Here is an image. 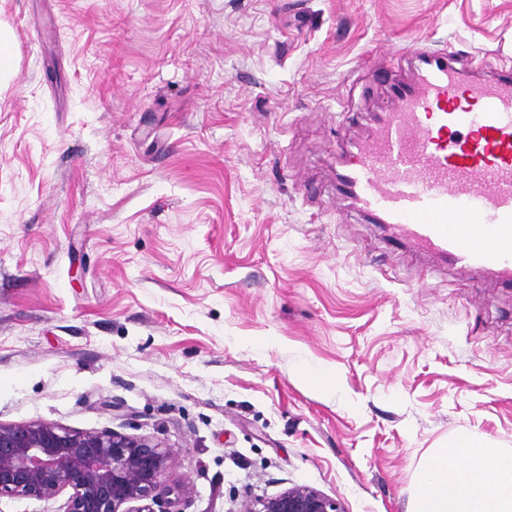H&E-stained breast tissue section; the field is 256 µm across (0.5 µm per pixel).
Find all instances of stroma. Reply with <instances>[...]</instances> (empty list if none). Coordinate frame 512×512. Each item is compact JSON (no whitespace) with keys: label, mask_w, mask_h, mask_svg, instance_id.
I'll list each match as a JSON object with an SVG mask.
<instances>
[{"label":"stroma","mask_w":512,"mask_h":512,"mask_svg":"<svg viewBox=\"0 0 512 512\" xmlns=\"http://www.w3.org/2000/svg\"><path fill=\"white\" fill-rule=\"evenodd\" d=\"M0 423L143 437L176 512H411L512 449V283L341 193L412 42L512 67V0H0ZM412 512H512L511 450L475 434L438 448L421 468ZM239 512H343L333 498L307 487L295 486L266 498L245 502Z\"/></svg>","instance_id":"stroma-1"}]
</instances>
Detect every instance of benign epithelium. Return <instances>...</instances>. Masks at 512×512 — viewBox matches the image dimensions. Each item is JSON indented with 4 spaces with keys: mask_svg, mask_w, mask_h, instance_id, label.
<instances>
[{
    "mask_svg": "<svg viewBox=\"0 0 512 512\" xmlns=\"http://www.w3.org/2000/svg\"><path fill=\"white\" fill-rule=\"evenodd\" d=\"M160 444L52 423H0V497L50 499L67 491L65 512H169L161 491L169 466ZM127 504L129 508L121 510ZM159 510H154V507ZM240 512H342L340 503L295 486L243 504Z\"/></svg>",
    "mask_w": 512,
    "mask_h": 512,
    "instance_id": "1",
    "label": "benign epithelium"
}]
</instances>
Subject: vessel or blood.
Segmentation results:
<instances>
[{
    "label": "vessel or blood",
    "instance_id": "b4317fda",
    "mask_svg": "<svg viewBox=\"0 0 512 512\" xmlns=\"http://www.w3.org/2000/svg\"><path fill=\"white\" fill-rule=\"evenodd\" d=\"M407 54L412 79L355 143L345 188L425 252L512 276V71L478 80L422 43Z\"/></svg>",
    "mask_w": 512,
    "mask_h": 512
}]
</instances>
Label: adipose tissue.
I'll return each instance as SVG.
<instances>
[{
	"label": "adipose tissue",
	"mask_w": 512,
	"mask_h": 512,
	"mask_svg": "<svg viewBox=\"0 0 512 512\" xmlns=\"http://www.w3.org/2000/svg\"><path fill=\"white\" fill-rule=\"evenodd\" d=\"M413 512H512V450L471 434L423 465Z\"/></svg>",
	"instance_id": "ef3b65f1"
}]
</instances>
